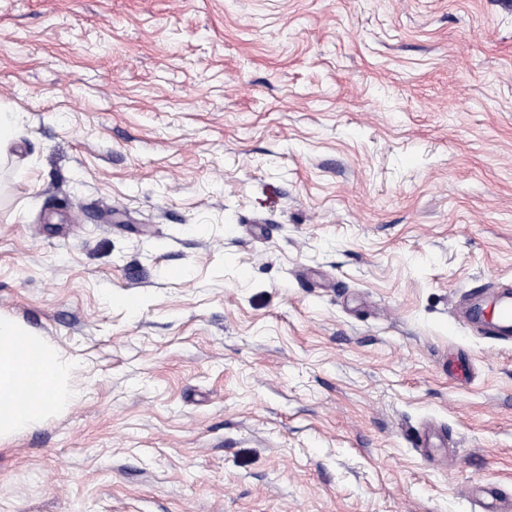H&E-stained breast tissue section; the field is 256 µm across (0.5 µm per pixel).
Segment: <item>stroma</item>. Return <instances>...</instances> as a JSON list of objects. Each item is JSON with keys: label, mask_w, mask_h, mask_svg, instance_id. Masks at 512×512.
<instances>
[{"label": "stroma", "mask_w": 512, "mask_h": 512, "mask_svg": "<svg viewBox=\"0 0 512 512\" xmlns=\"http://www.w3.org/2000/svg\"><path fill=\"white\" fill-rule=\"evenodd\" d=\"M0 314L80 399L0 512L512 497V0H0ZM467 317L472 323L478 324L481 330L495 339H512V302L509 301L507 296L494 308L492 317H487L479 309H471Z\"/></svg>", "instance_id": "obj_1"}]
</instances>
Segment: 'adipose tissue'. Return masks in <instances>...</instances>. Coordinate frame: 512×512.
I'll return each instance as SVG.
<instances>
[{
	"label": "adipose tissue",
	"instance_id": "ef3b65f1",
	"mask_svg": "<svg viewBox=\"0 0 512 512\" xmlns=\"http://www.w3.org/2000/svg\"><path fill=\"white\" fill-rule=\"evenodd\" d=\"M79 397L63 384L55 350L0 315V437L32 428Z\"/></svg>",
	"mask_w": 512,
	"mask_h": 512
}]
</instances>
